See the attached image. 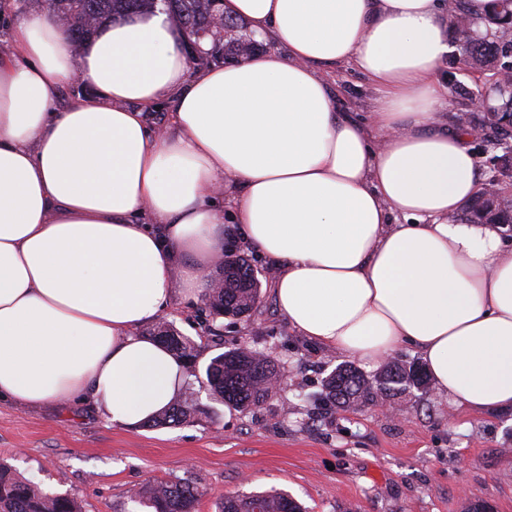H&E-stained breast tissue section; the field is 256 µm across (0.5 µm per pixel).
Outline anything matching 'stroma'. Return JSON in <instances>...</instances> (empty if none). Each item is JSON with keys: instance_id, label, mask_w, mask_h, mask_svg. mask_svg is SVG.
Masks as SVG:
<instances>
[{"instance_id": "stroma-1", "label": "stroma", "mask_w": 512, "mask_h": 512, "mask_svg": "<svg viewBox=\"0 0 512 512\" xmlns=\"http://www.w3.org/2000/svg\"><path fill=\"white\" fill-rule=\"evenodd\" d=\"M448 119L475 116L471 92L482 73L463 74L444 58ZM340 111L361 117L374 93L345 66L326 72ZM197 303L174 296L161 321L195 344L180 400L195 406L175 426H113L85 405L25 408L0 401V462L40 490L74 498L81 512H135L132 492L188 481L201 493L194 512H218L227 493L288 491L307 512H512V412L449 410L436 388H410L353 410L318 406L325 377L346 355L299 336L262 284L246 323L218 319L205 337ZM264 350L282 384L255 413L216 399L205 377L215 355Z\"/></svg>"}]
</instances>
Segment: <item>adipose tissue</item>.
Listing matches in <instances>:
<instances>
[{"instance_id":"adipose-tissue-1","label":"adipose tissue","mask_w":512,"mask_h":512,"mask_svg":"<svg viewBox=\"0 0 512 512\" xmlns=\"http://www.w3.org/2000/svg\"><path fill=\"white\" fill-rule=\"evenodd\" d=\"M220 8L287 55L196 68L157 12L76 56L50 13L15 16L0 51V401L89 399L124 428L161 413L183 364L139 329L174 292H208L230 239L267 258L299 335L368 364L413 347L449 405L512 411V250L499 225L455 219L484 182L445 114L439 0ZM343 64L375 92L365 119L336 108L325 72ZM74 83L89 94L59 105ZM163 99L160 132L147 115Z\"/></svg>"}]
</instances>
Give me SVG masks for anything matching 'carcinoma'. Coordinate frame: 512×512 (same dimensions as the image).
Here are the masks:
<instances>
[{"mask_svg":"<svg viewBox=\"0 0 512 512\" xmlns=\"http://www.w3.org/2000/svg\"><path fill=\"white\" fill-rule=\"evenodd\" d=\"M50 13L66 26L73 43L88 39L97 28L110 19L151 13L158 8L176 18L184 34L190 36L208 31L210 51H220L223 34L239 28V22L221 20L214 0H50ZM449 11L454 16L452 25L458 34V55L455 61L461 69L490 71L497 76L512 65L498 63V47L483 36L474 35L462 26L470 19L465 9L453 3ZM495 106L484 113L497 122L512 119V90L494 85ZM457 221L474 224H512V201H486L482 196L472 202ZM221 288H212L206 296L208 318L201 325L208 333L214 332L219 318L241 320L252 316L257 307L260 282L250 260L237 256L224 262ZM150 335L167 349L188 363L195 360L194 345L173 327L162 322ZM207 381L225 403L241 411L260 408L269 398V382L280 376L275 362L263 351L239 347L213 357L205 368ZM427 386V375L417 365L399 362L386 363L373 377H367L356 366H337L324 380L321 400L325 404L361 408L375 401L377 394ZM188 403H173L168 409L149 420L154 426L175 425L190 415ZM200 492L188 482L166 481L146 486L134 495L139 505L153 512H192ZM0 512H79L77 503L66 496L38 491L32 484L0 463ZM220 512H303L301 504L284 490H270L252 494L224 496Z\"/></svg>","mask_w":512,"mask_h":512,"instance_id":"1","label":"carcinoma"}]
</instances>
